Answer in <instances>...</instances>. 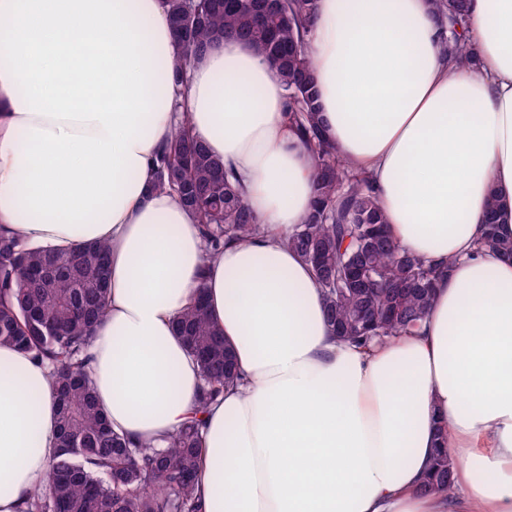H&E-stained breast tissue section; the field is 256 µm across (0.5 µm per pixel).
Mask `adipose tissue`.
I'll use <instances>...</instances> for the list:
<instances>
[{
    "mask_svg": "<svg viewBox=\"0 0 512 512\" xmlns=\"http://www.w3.org/2000/svg\"><path fill=\"white\" fill-rule=\"evenodd\" d=\"M467 30L462 66L431 0H318L325 134L392 239L451 266L420 334L358 347L285 244L314 154L250 44L213 45L180 98L161 0H0V233L108 245L89 355L113 430L155 443L193 415L202 380L176 322L198 291L244 379L202 416V512H512V258L476 248L489 200L512 235V0H470ZM180 105L262 227L209 262L197 217L152 187ZM55 421L48 368L0 345V512L43 483ZM442 426L451 495L422 489Z\"/></svg>",
    "mask_w": 512,
    "mask_h": 512,
    "instance_id": "adipose-tissue-1",
    "label": "adipose tissue"
}]
</instances>
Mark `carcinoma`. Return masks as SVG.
<instances>
[{
  "mask_svg": "<svg viewBox=\"0 0 512 512\" xmlns=\"http://www.w3.org/2000/svg\"><path fill=\"white\" fill-rule=\"evenodd\" d=\"M162 8L175 34L174 84H184L188 70L225 37L250 43L282 82L289 122L315 149L317 167L310 210L286 245L311 266L336 335L365 347L416 332L446 267L426 263L386 234L369 178L336 157L326 139L306 46L317 0H162ZM432 9L450 32L444 52L455 62H475L465 38L469 0H432ZM154 169V188L175 191L197 215L209 255L261 231L224 162L187 128H175ZM497 223L492 202L477 248L512 255V239L498 233ZM109 287L104 243L59 253L0 234V344L48 364L58 405L59 452L45 485L26 496L24 512H200L201 419L192 417L153 446L114 432L97 406L84 353ZM176 329L199 365L201 414L237 374L203 300L178 318ZM453 473L447 451L438 449L424 490L453 494Z\"/></svg>",
  "mask_w": 512,
  "mask_h": 512,
  "instance_id": "obj_1",
  "label": "carcinoma"
}]
</instances>
